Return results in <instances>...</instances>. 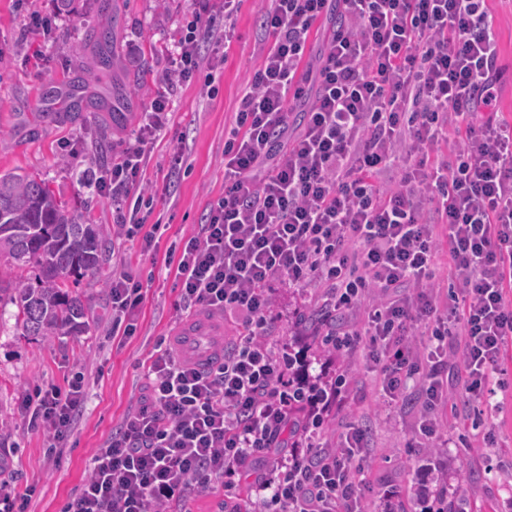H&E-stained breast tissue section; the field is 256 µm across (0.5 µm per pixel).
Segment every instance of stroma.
<instances>
[{
	"instance_id": "obj_1",
	"label": "stroma",
	"mask_w": 512,
	"mask_h": 512,
	"mask_svg": "<svg viewBox=\"0 0 512 512\" xmlns=\"http://www.w3.org/2000/svg\"><path fill=\"white\" fill-rule=\"evenodd\" d=\"M487 5L495 18L498 64L504 73L496 108L510 122L512 0H488ZM269 6V0H242L233 17L234 37L216 75L215 97L203 96L201 79L184 83L174 97L173 122L146 150L145 180L155 190L151 217L166 226L155 256L143 254L139 239L109 237L99 272L78 288L85 322L81 333L50 343L30 340L16 321V306L0 309V483L18 494L34 487L28 512H66L97 449L134 408L156 344L173 339L190 318L165 254L172 243L200 233L211 204L224 194V139L235 125L238 98L262 63L266 34L261 22ZM190 8L191 0H111L109 12L102 15L90 0H0V173L21 169L40 174L69 208L112 227L111 202L84 187L79 177L106 170L113 153L130 143L159 81L162 53ZM36 10L60 14L62 39L46 40L29 27L27 15ZM110 22L118 29L120 62L101 72L89 89L127 83L128 122L107 128L98 112L82 113L74 121L45 118L43 89L78 76L80 60H91L94 53L90 30ZM142 63L150 68L146 81L130 86ZM123 270L148 283L134 315L137 331L130 337L112 333L108 286L113 274ZM322 303L318 288L303 295L277 289L272 338L293 348L311 344V337L294 326V314ZM350 366L356 381L342 399L327 406L320 435L332 444L349 424L364 429L368 449L361 472L373 496L390 504L391 512H413L420 498H433L438 488L432 474L424 490L413 488L416 469L430 464L444 469L446 483L467 500L469 512H502L512 498V396L497 411L485 399L453 389L439 414L447 447L423 448L417 437V400L388 411L379 390V369L365 352L351 360L330 352L312 363L313 370L333 375ZM79 374L85 383L83 409L61 451L51 452L48 434L32 425L23 404L36 389L65 386ZM489 433L496 447L484 446Z\"/></svg>"
}]
</instances>
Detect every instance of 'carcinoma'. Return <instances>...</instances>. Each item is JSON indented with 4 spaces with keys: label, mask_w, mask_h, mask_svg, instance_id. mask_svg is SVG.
I'll list each match as a JSON object with an SVG mask.
<instances>
[{
    "label": "carcinoma",
    "mask_w": 512,
    "mask_h": 512,
    "mask_svg": "<svg viewBox=\"0 0 512 512\" xmlns=\"http://www.w3.org/2000/svg\"><path fill=\"white\" fill-rule=\"evenodd\" d=\"M90 38L97 52L91 63L81 65L89 78L96 70H110L119 62L113 27L103 26ZM126 96L125 87L113 88L108 99L88 95L78 82L51 85L43 91L49 102L67 99L72 112L105 109L115 125L125 121ZM106 235L103 225L69 210L39 175L25 171L0 174V260L17 269L36 270L33 284L0 279V302L14 300L23 335L51 342L82 330L79 318L83 308L72 288L79 286L80 279L95 274Z\"/></svg>",
    "instance_id": "carcinoma-1"
}]
</instances>
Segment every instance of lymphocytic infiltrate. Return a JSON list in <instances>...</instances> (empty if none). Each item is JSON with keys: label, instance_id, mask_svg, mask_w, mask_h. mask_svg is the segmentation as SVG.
<instances>
[{"label": "lymphocytic infiltrate", "instance_id": "obj_1", "mask_svg": "<svg viewBox=\"0 0 512 512\" xmlns=\"http://www.w3.org/2000/svg\"><path fill=\"white\" fill-rule=\"evenodd\" d=\"M263 64L248 80L224 141V194L200 235L169 248L186 307L238 327L222 357L199 372L171 347L147 367L139 407L99 449L66 512H167L219 482L247 477L274 512H380L363 495L356 456L364 432L320 444L319 416L288 394V353L269 336L273 286L323 288L334 313L365 311L359 328L329 332L343 354L367 349L386 404L420 384L421 435L448 444L437 417L448 355L465 390L506 391L501 364L512 345V122L492 110L502 77L486 0H271ZM240 0H194L181 25L135 145L112 156L95 187L112 203L116 235L157 250L160 224L131 217L144 155L173 120V88L221 70L201 40H231ZM338 21L313 71L302 70L312 25ZM225 17L223 29L214 22ZM316 90L302 131L289 135V99ZM456 141H449V134ZM446 158L432 159L442 142ZM448 241L454 289L447 307L431 290L439 241ZM112 330L131 336L142 282L114 274ZM84 399L83 380L27 400L34 426L64 441Z\"/></svg>", "mask_w": 512, "mask_h": 512}]
</instances>
